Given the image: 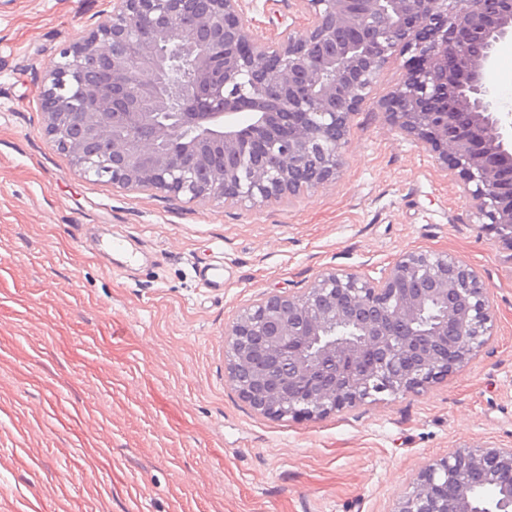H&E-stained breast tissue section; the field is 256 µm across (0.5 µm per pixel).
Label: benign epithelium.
<instances>
[{"instance_id": "7a95c632", "label": "benign epithelium", "mask_w": 512, "mask_h": 512, "mask_svg": "<svg viewBox=\"0 0 512 512\" xmlns=\"http://www.w3.org/2000/svg\"><path fill=\"white\" fill-rule=\"evenodd\" d=\"M243 2L112 0L43 85L52 145L124 188L262 207L336 179L352 116L404 56L382 107L512 251V116L485 80L512 42V0H303L305 30L270 42L251 37ZM348 28L357 40L342 39ZM215 143L219 171L207 164ZM493 322L489 289L453 254L406 253L378 280L331 268L240 311L225 332L228 379L261 415H323L447 378ZM506 471L512 448H455L395 512H512ZM403 61L404 58H398L397 60H391L387 64L376 86L375 100L388 93L401 81L404 75Z\"/></svg>"}]
</instances>
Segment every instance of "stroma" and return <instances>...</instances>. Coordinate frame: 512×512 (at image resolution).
I'll return each mask as SVG.
<instances>
[{"label":"stroma","mask_w":512,"mask_h":512,"mask_svg":"<svg viewBox=\"0 0 512 512\" xmlns=\"http://www.w3.org/2000/svg\"><path fill=\"white\" fill-rule=\"evenodd\" d=\"M112 0H0V512H394L464 446L512 448V253L413 137L368 104L345 166L264 207L131 190L80 173L45 135L40 92ZM254 37L303 31L301 0H247ZM149 260L101 259L95 231ZM412 251L464 260L493 334L446 380L320 417L254 412L224 332L259 295L321 271L365 279ZM224 256V287L198 268Z\"/></svg>","instance_id":"obj_1"}]
</instances>
